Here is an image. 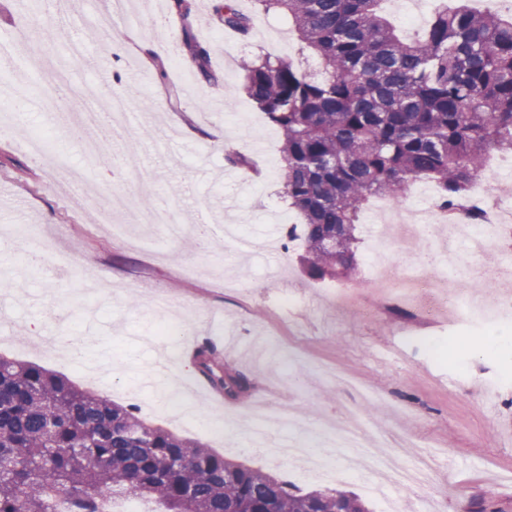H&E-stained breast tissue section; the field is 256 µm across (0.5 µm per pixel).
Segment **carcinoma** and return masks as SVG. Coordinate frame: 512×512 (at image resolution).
<instances>
[{
	"mask_svg": "<svg viewBox=\"0 0 512 512\" xmlns=\"http://www.w3.org/2000/svg\"><path fill=\"white\" fill-rule=\"evenodd\" d=\"M291 18L323 66L320 77L279 59L244 67L248 96L282 137L284 194L302 217L303 270L340 279L356 270V224L374 195L400 199L434 182L441 206L485 223L469 185L492 151L512 154V22L466 2L438 10L422 36L400 37L379 0H256ZM209 12L242 38L254 27L239 0ZM201 78L217 83L209 47L184 40ZM225 161L250 171L238 150ZM200 375L234 397L249 379L225 369L208 342L194 353ZM110 512L114 500L155 502L163 512H369L339 490L304 492L234 463L203 443L149 425L133 405L20 360L0 358V512Z\"/></svg>",
	"mask_w": 512,
	"mask_h": 512,
	"instance_id": "1",
	"label": "carcinoma"
}]
</instances>
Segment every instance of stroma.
Returning a JSON list of instances; mask_svg holds the SVG:
<instances>
[{"label":"stroma","mask_w":512,"mask_h":512,"mask_svg":"<svg viewBox=\"0 0 512 512\" xmlns=\"http://www.w3.org/2000/svg\"><path fill=\"white\" fill-rule=\"evenodd\" d=\"M64 7L73 22L63 30L52 14L30 15L16 0H0V31L25 35L16 47L22 66L0 74V277L6 282L0 308L7 310L0 315V355L63 373L122 405L143 401L140 418L305 491L328 483L296 477V463L279 458L277 446L325 447L350 402L375 427L377 441L389 433L406 436L429 445L437 460L430 483L394 497L377 491V477L352 471L337 488L357 495L370 512H476L484 505L512 512V384L494 383L512 353V326L471 335L460 353L464 373L441 382L435 370L453 326L394 312L384 302L378 316L360 318L355 306L324 297L326 281L302 272L301 241L283 240L285 226L300 218L276 178L281 137L248 97L240 62L271 56L313 69L314 59L287 18L259 15L250 38L241 40L217 29L209 13L182 18L167 11L166 0H131L115 27L125 47L114 52L107 35L90 36L80 22L83 14L100 10L99 0H64ZM189 34L209 46L218 84L205 82L188 57L174 54ZM74 38L86 53L69 64L67 87H43L36 69L47 58L63 59ZM155 57L168 62L165 79L155 76ZM115 93L148 103L126 145L105 142L97 132L93 150L68 139L61 115L72 100L104 103ZM203 101L208 107L202 111ZM33 137L52 147L65 143V160L85 172L90 194L71 191L55 170L23 150ZM232 140L257 162L259 174L226 163L224 144ZM104 152L112 156L111 168L98 165ZM130 162L139 165L140 178L114 185L115 171ZM100 195L118 224L125 212L143 211L144 197H151L154 207L174 213L181 232L170 236L161 224H131L126 233H109L88 218ZM226 209L269 251L243 256L219 237L208 249L194 247L196 225L217 221ZM18 225L54 228L53 270L28 265L27 241L12 234ZM158 291L190 305L182 314L187 335L169 344L175 364L212 342L227 369L249 377L247 393L206 397L195 375L176 377L166 394L149 380L162 324L149 305ZM288 293L297 306L283 304ZM32 327L43 336L69 330L86 347L77 358H61L28 338ZM399 342L407 345L406 357L389 358ZM324 365L374 386L385 403L357 400L321 373ZM259 402L290 405L307 430H270L266 451L250 452L248 414ZM228 408L240 411L234 437L221 422ZM448 482L455 489L441 496Z\"/></svg>","instance_id":"stroma-1"}]
</instances>
